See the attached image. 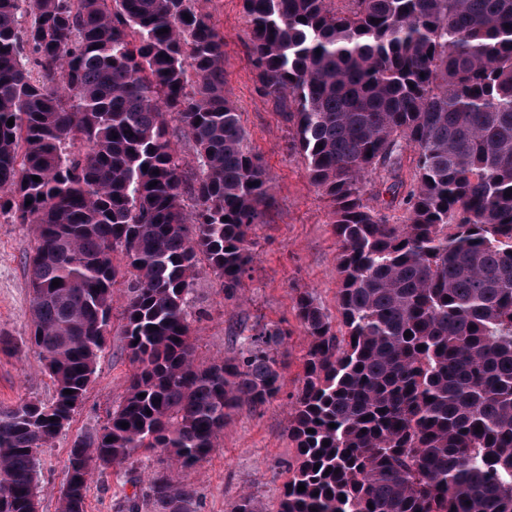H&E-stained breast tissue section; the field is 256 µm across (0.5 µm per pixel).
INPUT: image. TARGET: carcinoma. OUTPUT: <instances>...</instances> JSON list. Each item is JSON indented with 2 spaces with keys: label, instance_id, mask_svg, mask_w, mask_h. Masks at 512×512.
<instances>
[{
  "label": "carcinoma",
  "instance_id": "1",
  "mask_svg": "<svg viewBox=\"0 0 512 512\" xmlns=\"http://www.w3.org/2000/svg\"><path fill=\"white\" fill-rule=\"evenodd\" d=\"M192 2L0 0V211L34 228L30 342L55 386L0 407V512H38L36 449L83 401L118 284L125 396L73 443L60 512H85L91 475L142 454L206 460L235 410L281 393L286 325L196 362L198 265L236 298L274 197L224 94V36ZM243 8L259 90L287 109L341 243L337 319L296 297L308 347L273 512H512V0ZM405 150L408 212L389 224L365 179L398 176ZM141 497L195 512L165 468ZM232 512L264 509L244 493Z\"/></svg>",
  "mask_w": 512,
  "mask_h": 512
}]
</instances>
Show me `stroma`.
<instances>
[{"mask_svg": "<svg viewBox=\"0 0 512 512\" xmlns=\"http://www.w3.org/2000/svg\"><path fill=\"white\" fill-rule=\"evenodd\" d=\"M196 5L211 13L224 36V93L240 113L248 145L263 157L274 186V205L266 223L255 228V259L236 299L225 300L207 264L198 265L188 303L199 331L197 361L206 365L233 356L242 338L257 326L284 321L293 335L281 394L258 410L240 407L225 423L207 460L187 469L172 468L169 474L194 491L198 512H231L246 492L270 510L288 479L287 463L296 455L288 436L289 397L300 386L307 340L294 318V301L299 292L307 291L328 314H335L340 243L331 207L311 184L306 161L293 145L294 126L259 91L241 0H197ZM402 164V188L390 190L381 171L366 179V203L391 224L403 221L406 185L413 176L410 154H403ZM34 244L31 225L18 223L13 213L0 212V333L16 346L13 353L0 352L2 406L23 399L47 401L54 395L50 378L27 344L31 294L24 258ZM129 370L122 338L112 334L81 405L51 446L38 454L39 512H59V487L70 449L75 440L99 431L108 411L122 401ZM157 467L156 456L143 455L131 471L92 475L86 512H118L120 502L134 492L131 474L147 476Z\"/></svg>", "mask_w": 512, "mask_h": 512, "instance_id": "1", "label": "stroma"}]
</instances>
